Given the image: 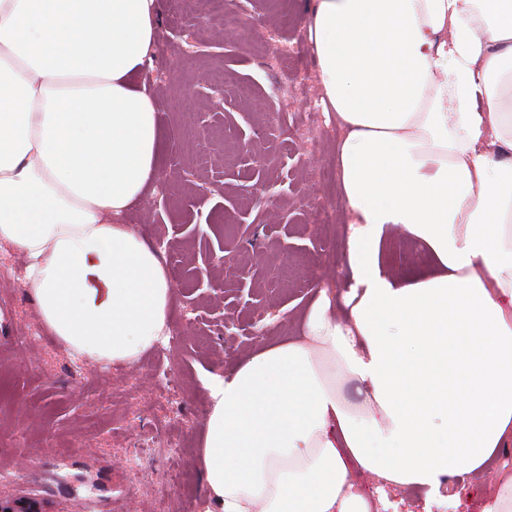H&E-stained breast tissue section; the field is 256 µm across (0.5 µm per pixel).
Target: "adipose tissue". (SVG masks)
I'll return each instance as SVG.
<instances>
[{"label":"adipose tissue","instance_id":"obj_1","mask_svg":"<svg viewBox=\"0 0 512 512\" xmlns=\"http://www.w3.org/2000/svg\"><path fill=\"white\" fill-rule=\"evenodd\" d=\"M159 0H0V245L76 359L172 337L160 248L120 223L157 172L139 77ZM306 35L341 134L343 291L203 381L201 512H512V0H318ZM426 249L394 274L386 236ZM373 491H365V483Z\"/></svg>","mask_w":512,"mask_h":512}]
</instances>
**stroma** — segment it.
I'll list each match as a JSON object with an SVG mask.
<instances>
[{
	"instance_id": "obj_1",
	"label": "stroma",
	"mask_w": 512,
	"mask_h": 512,
	"mask_svg": "<svg viewBox=\"0 0 512 512\" xmlns=\"http://www.w3.org/2000/svg\"><path fill=\"white\" fill-rule=\"evenodd\" d=\"M246 29L207 21L209 0L176 11L160 0L155 54L143 74L157 101L162 138L155 181L123 223L161 245L172 280L175 342L134 367L75 361L44 327L20 280L0 275V372L10 396L0 404V498L29 512H197L203 481L195 465L208 413L201 376L253 352L245 336L254 315L281 304L264 343L293 331L321 284L342 288L345 222L338 184L318 183L335 164L334 119L315 122L319 68L304 37L313 0H235ZM291 40L297 59L263 52L270 34ZM222 73L224 103L198 95L203 77ZM288 122L316 123L318 145L278 137ZM167 211L156 217L155 199ZM287 213L273 228L255 223L256 199ZM217 290L199 286V279ZM235 323L225 335L224 321ZM28 334L31 341L20 345ZM179 456L162 460V446ZM186 472L180 492L163 473Z\"/></svg>"
}]
</instances>
